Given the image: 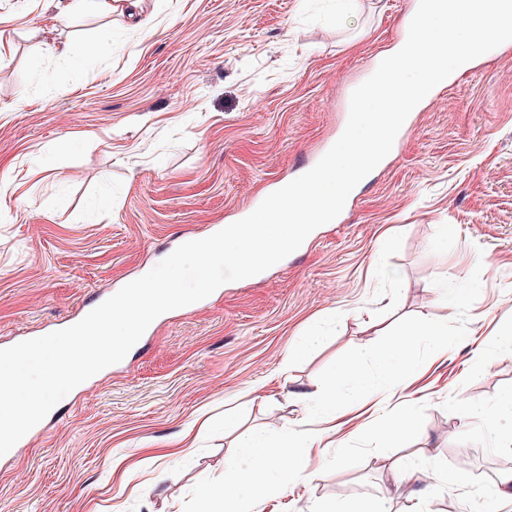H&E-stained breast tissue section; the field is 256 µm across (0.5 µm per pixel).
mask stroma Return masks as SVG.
<instances>
[{"mask_svg":"<svg viewBox=\"0 0 512 512\" xmlns=\"http://www.w3.org/2000/svg\"><path fill=\"white\" fill-rule=\"evenodd\" d=\"M414 0H144L120 12L40 17L0 0V347L47 335L152 269L188 237L252 213L296 179L349 117L348 91L399 42ZM91 47L67 59L61 42ZM41 68L47 82L33 83ZM40 170L33 178L31 170ZM482 290L460 344L431 356L393 405L423 403L411 444L320 472L375 417H336L317 476L256 512H512L492 485L512 470V46L495 48L418 112L359 187L345 221L258 276L229 282L74 392L46 432L0 458V512H206L197 489L237 442L308 422L318 375L398 319L450 320L435 278ZM323 341L301 352L308 333ZM492 409L462 419L458 399ZM311 423V422H308ZM321 429V422L311 423ZM418 477L400 495L391 463Z\"/></svg>","mask_w":512,"mask_h":512,"instance_id":"35a3bbf8","label":"stroma"}]
</instances>
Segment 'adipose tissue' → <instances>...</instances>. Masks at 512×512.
<instances>
[{
    "label": "adipose tissue",
    "instance_id": "obj_1",
    "mask_svg": "<svg viewBox=\"0 0 512 512\" xmlns=\"http://www.w3.org/2000/svg\"><path fill=\"white\" fill-rule=\"evenodd\" d=\"M141 2L142 0H45V10L54 20L81 11L110 13L116 10L133 18L138 16ZM325 436V430L308 433L294 425L253 435L239 445L240 455L254 460L253 469L243 471L235 462H228L223 483L201 486L199 496L208 503L222 506L224 512H251V503L238 499L234 494L235 488L246 483L259 493L278 491L279 486L273 482L272 475L284 455L291 461L290 481L311 479L312 448L314 444L323 442Z\"/></svg>",
    "mask_w": 512,
    "mask_h": 512
}]
</instances>
